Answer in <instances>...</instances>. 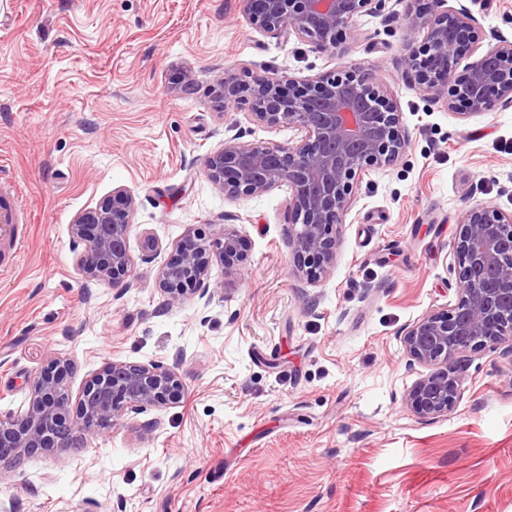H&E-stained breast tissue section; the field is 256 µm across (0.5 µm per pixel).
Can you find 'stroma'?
<instances>
[{"mask_svg":"<svg viewBox=\"0 0 512 512\" xmlns=\"http://www.w3.org/2000/svg\"><path fill=\"white\" fill-rule=\"evenodd\" d=\"M481 48L512 38V0H454ZM401 0L356 19L335 55L255 31L246 0H0V181L31 214L20 260L0 272V416L50 359L70 399L110 361L178 366L185 392L88 449L0 463V512H512V353L466 351L448 413L422 418L406 328L455 306L460 212H512V108L461 117L405 76ZM360 68L397 102L408 138L361 172L335 233L336 263L298 274L288 186L231 197L207 158L225 139L294 145L254 121L215 77L299 80ZM135 197L123 291L78 271L70 226L112 189ZM245 247L240 273L212 257L211 302L165 305L159 269L188 234L219 225ZM159 249L141 259L140 239Z\"/></svg>","mask_w":512,"mask_h":512,"instance_id":"obj_1","label":"stroma"}]
</instances>
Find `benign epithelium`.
I'll use <instances>...</instances> for the list:
<instances>
[{
    "mask_svg": "<svg viewBox=\"0 0 512 512\" xmlns=\"http://www.w3.org/2000/svg\"><path fill=\"white\" fill-rule=\"evenodd\" d=\"M449 0H408L405 13L406 75L426 96L447 95L450 109L467 116L512 108V39L478 52V19ZM385 0H247L252 27L294 37L323 53H334L342 31L358 16L379 10ZM462 77H455L464 59ZM224 100L250 105L260 123L295 125L304 139L295 146L244 144L233 137L206 161L205 172L229 195H261L288 185L294 224L289 229L297 272L317 280L335 265L338 239L351 204L353 181L366 167H388L403 155L407 137L398 105L359 69L298 81L256 75L217 79ZM135 198L115 188L70 225V248L88 280L115 286L132 269L131 219ZM242 239L232 228L214 237L187 235L159 270L158 288L166 304L191 296H211L207 271L217 252L233 269ZM454 254L459 300L407 327L403 344L414 361L436 370L408 394L412 410L438 417L454 405L460 386L453 363L467 350L512 352V213L494 206H472L458 219ZM69 359H52L32 382L26 405L0 418V461L19 462L38 451L88 447L112 426L179 399L185 386L174 366L158 361L106 363L88 379L71 418L65 378Z\"/></svg>",
    "mask_w": 512,
    "mask_h": 512,
    "instance_id": "1",
    "label": "benign epithelium"
}]
</instances>
